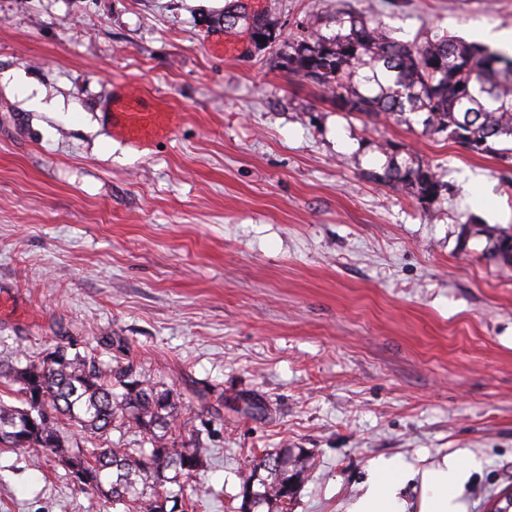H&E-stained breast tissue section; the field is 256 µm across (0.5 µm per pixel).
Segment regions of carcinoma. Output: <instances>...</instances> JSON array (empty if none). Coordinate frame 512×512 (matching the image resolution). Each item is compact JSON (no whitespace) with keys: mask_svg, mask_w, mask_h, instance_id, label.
Returning a JSON list of instances; mask_svg holds the SVG:
<instances>
[{"mask_svg":"<svg viewBox=\"0 0 512 512\" xmlns=\"http://www.w3.org/2000/svg\"><path fill=\"white\" fill-rule=\"evenodd\" d=\"M336 25L339 31L326 35L327 23L318 18L286 41L269 15L249 11L242 0L224 6V30L244 28L257 44L275 31L269 41L275 67L318 86L337 111L405 125L423 114L424 133L512 162V55L456 37L397 40L380 24L346 12L336 13ZM372 178L421 204L445 190L432 166L419 158L394 163ZM489 254L511 267L512 231H501ZM3 374L17 384L11 394L18 405L0 402V447L53 455L77 483L124 506V512H163L162 503L178 504L163 491L165 484L202 466L203 449L180 448L156 434L176 425V396L128 366L112 368L57 347L24 365L0 360ZM116 387L123 389L119 397ZM64 420L92 434V447L70 446L62 432ZM125 420L146 435L151 449L112 447V424ZM304 472L305 463L292 458L288 448L255 461L242 477V488L261 487L248 512L273 503L278 512H287Z\"/></svg>","mask_w":512,"mask_h":512,"instance_id":"cac0c4a2","label":"carcinoma"}]
</instances>
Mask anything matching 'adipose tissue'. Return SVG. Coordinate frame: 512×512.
Segmentation results:
<instances>
[{"instance_id":"1","label":"adipose tissue","mask_w":512,"mask_h":512,"mask_svg":"<svg viewBox=\"0 0 512 512\" xmlns=\"http://www.w3.org/2000/svg\"><path fill=\"white\" fill-rule=\"evenodd\" d=\"M468 478L466 464L458 459H444L442 465L418 477L395 461L383 460L375 464L361 496L349 512H407L405 487L415 479L422 487L419 512H457L456 499Z\"/></svg>"}]
</instances>
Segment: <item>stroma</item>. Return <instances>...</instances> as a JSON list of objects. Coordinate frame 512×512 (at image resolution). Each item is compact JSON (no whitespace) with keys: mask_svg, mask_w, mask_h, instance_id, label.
Listing matches in <instances>:
<instances>
[{"mask_svg":"<svg viewBox=\"0 0 512 512\" xmlns=\"http://www.w3.org/2000/svg\"><path fill=\"white\" fill-rule=\"evenodd\" d=\"M227 0H0V358L55 346L174 390L205 451L167 490L242 512L240 475L303 449L291 512H347L371 461L476 459L463 512L512 488V166L336 111ZM283 35L348 10L403 41L512 30V0H246ZM223 51H215V44ZM133 94L168 133L100 105ZM428 160L430 204L372 180ZM0 512H113L51 457L0 448ZM490 259L502 265L512 266V231L502 230L492 241Z\"/></svg>","mask_w":512,"mask_h":512,"instance_id":"stroma-1","label":"stroma"}]
</instances>
